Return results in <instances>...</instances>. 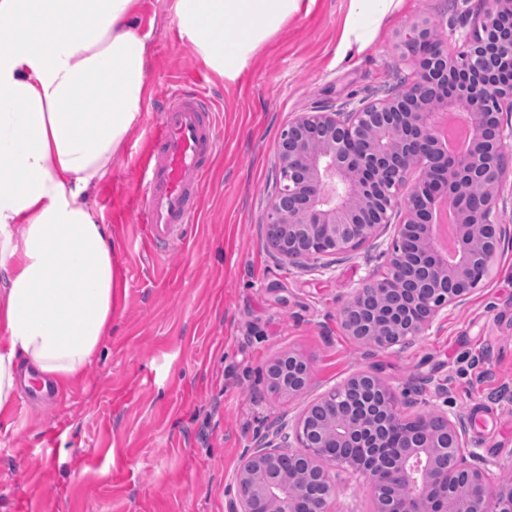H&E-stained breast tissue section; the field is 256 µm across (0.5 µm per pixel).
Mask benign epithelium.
<instances>
[{
    "instance_id": "7a95c632",
    "label": "benign epithelium",
    "mask_w": 512,
    "mask_h": 512,
    "mask_svg": "<svg viewBox=\"0 0 512 512\" xmlns=\"http://www.w3.org/2000/svg\"><path fill=\"white\" fill-rule=\"evenodd\" d=\"M405 55L413 80L390 96L349 111L300 112L281 132L279 189L266 223L280 224L285 237L278 254L296 267L321 256L355 252L379 235L388 212L404 211L385 270L367 276L343 304L340 317L352 336H368L379 348L409 346L448 306L465 303L489 277L499 238L487 231L500 209L503 155L512 129L500 115L512 112V0H485L476 35L452 54L429 26L408 25ZM458 111L471 128L474 149L450 156L437 147L435 123L441 112ZM481 202H471L473 183ZM451 201L457 217L451 253L437 249L432 215ZM416 260L438 282L434 294L410 291L409 318L390 320L382 305L386 286L403 264ZM288 391L305 389L309 362L288 354ZM367 386L386 414L382 422L399 435L387 445L375 433L374 415L353 410L350 392ZM448 447L438 445L427 422L404 415L403 404L376 374L360 371L339 382L305 408L291 425L295 449L265 440L246 450L235 476L234 512H295L311 498L309 512H331L336 487L325 465L364 475L375 512H512V484L499 480L488 462L470 449L469 422L441 416ZM310 462L305 472L276 473L283 453ZM448 463L439 462L441 454ZM388 486L413 492L388 496Z\"/></svg>"
}]
</instances>
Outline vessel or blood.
<instances>
[{
    "instance_id": "obj_1",
    "label": "vessel or blood",
    "mask_w": 512,
    "mask_h": 512,
    "mask_svg": "<svg viewBox=\"0 0 512 512\" xmlns=\"http://www.w3.org/2000/svg\"><path fill=\"white\" fill-rule=\"evenodd\" d=\"M153 142L144 161L148 180L138 218L149 244L166 249L184 242L195 221L214 150L211 102L193 90L170 96Z\"/></svg>"
}]
</instances>
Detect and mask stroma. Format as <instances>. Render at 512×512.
<instances>
[{"instance_id": "obj_1", "label": "stroma", "mask_w": 512, "mask_h": 512, "mask_svg": "<svg viewBox=\"0 0 512 512\" xmlns=\"http://www.w3.org/2000/svg\"><path fill=\"white\" fill-rule=\"evenodd\" d=\"M481 9L482 0H402L362 53L342 59L350 0H311L230 82L180 34L175 0H142L152 46L143 112L87 198L112 236V334L80 379L46 397L22 388L0 417V512H230L245 449L359 371L380 376L407 416L469 418L473 450L512 475V164L492 274L400 351L360 343L339 317L361 281L383 271L394 226L303 268L266 239L276 143L296 113L385 98L413 70L400 45L406 26L428 23L456 53ZM187 87L212 101L213 161L191 233L156 253L136 221L140 160L167 98ZM288 353L309 361L312 381L271 392L266 370ZM331 477L335 512H373L363 477Z\"/></svg>"}]
</instances>
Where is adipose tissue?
<instances>
[{
    "label": "adipose tissue",
    "instance_id": "1",
    "mask_svg": "<svg viewBox=\"0 0 512 512\" xmlns=\"http://www.w3.org/2000/svg\"><path fill=\"white\" fill-rule=\"evenodd\" d=\"M400 0H351L340 54ZM141 0H0V413L21 383L79 379L112 331V241L84 197L138 122L152 56ZM305 0H176L199 58L233 82Z\"/></svg>",
    "mask_w": 512,
    "mask_h": 512
}]
</instances>
